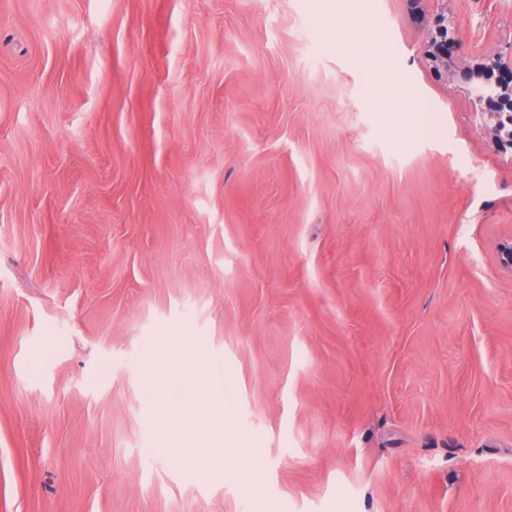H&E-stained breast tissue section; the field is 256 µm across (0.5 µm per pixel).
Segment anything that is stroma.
<instances>
[{"mask_svg":"<svg viewBox=\"0 0 512 512\" xmlns=\"http://www.w3.org/2000/svg\"><path fill=\"white\" fill-rule=\"evenodd\" d=\"M442 16L512 56V0H0V512H512V156ZM186 346L192 351L188 359L190 362L191 386L199 397V405L187 411V417L190 420L192 433L189 438L168 439L166 447L179 448L181 457L189 467L196 465L199 461H204L207 465L209 475L215 479L224 477V448H217L214 430L223 424L222 416L219 410L210 406L212 400V391L210 381L205 373L207 359L206 351L198 347L191 339L187 337ZM210 398L209 405L207 403Z\"/></svg>","mask_w":512,"mask_h":512,"instance_id":"obj_1","label":"stroma"}]
</instances>
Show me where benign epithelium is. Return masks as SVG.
<instances>
[{
	"mask_svg": "<svg viewBox=\"0 0 512 512\" xmlns=\"http://www.w3.org/2000/svg\"><path fill=\"white\" fill-rule=\"evenodd\" d=\"M450 30L456 35L457 44L464 43L458 30L451 29V24L445 20L440 25L435 39L428 43L429 52L433 57L440 58L439 45L448 44ZM458 73L466 83L482 91L488 90L486 84L493 83L497 89L499 111L486 113V127L495 146L503 150H512V62L505 63L499 56H473L463 60ZM496 260L500 271L512 273V235L498 242Z\"/></svg>",
	"mask_w": 512,
	"mask_h": 512,
	"instance_id": "7a95c632",
	"label": "benign epithelium"
}]
</instances>
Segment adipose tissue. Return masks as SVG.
Listing matches in <instances>:
<instances>
[{
  "label": "adipose tissue",
  "instance_id": "1",
  "mask_svg": "<svg viewBox=\"0 0 512 512\" xmlns=\"http://www.w3.org/2000/svg\"><path fill=\"white\" fill-rule=\"evenodd\" d=\"M189 362L191 386L200 399L199 405L187 412L192 433L190 437L184 439L167 440L166 445L179 449L187 466L205 462L209 475L220 479L224 476V451L217 447L213 432L222 424L223 419L219 410L207 403L212 391L205 373L207 364L205 350L197 346L193 347Z\"/></svg>",
  "mask_w": 512,
  "mask_h": 512
}]
</instances>
